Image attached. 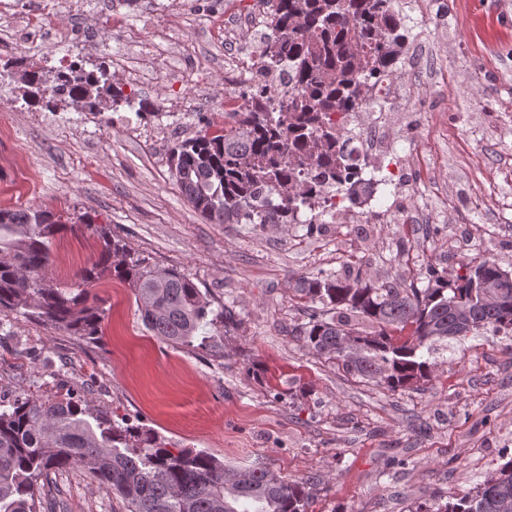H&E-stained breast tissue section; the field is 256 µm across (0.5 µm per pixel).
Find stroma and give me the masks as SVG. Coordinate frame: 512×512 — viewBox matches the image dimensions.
I'll use <instances>...</instances> for the list:
<instances>
[{"mask_svg":"<svg viewBox=\"0 0 512 512\" xmlns=\"http://www.w3.org/2000/svg\"><path fill=\"white\" fill-rule=\"evenodd\" d=\"M224 2L0 0L1 60L49 57L50 82L60 57L102 64L155 111L141 124L125 107L81 112L67 100L29 112L19 82L0 80V206L65 223L52 241V283L69 287L98 260L96 235L76 228L89 215L236 314L206 353L152 335L132 288L107 276L88 287L105 311L94 341L2 310L0 399L70 393L169 447L312 479L308 512H412L472 489L512 454V336L450 341L432 380L391 393L303 347L292 331L307 311L292 285L352 259L373 279L420 285L427 265L456 271L487 249L512 271V0H427L416 40L449 75L400 70L413 99L392 143L422 146L435 177L406 169L395 202L421 223L383 219L359 235L346 224H210L182 196L168 151L221 120L217 107L235 89ZM59 485L66 512L119 510L80 469Z\"/></svg>","mask_w":512,"mask_h":512,"instance_id":"35a3bbf8","label":"stroma"}]
</instances>
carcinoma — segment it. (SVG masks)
<instances>
[{
	"label": "carcinoma",
	"instance_id": "obj_1",
	"mask_svg": "<svg viewBox=\"0 0 512 512\" xmlns=\"http://www.w3.org/2000/svg\"><path fill=\"white\" fill-rule=\"evenodd\" d=\"M266 26L271 40L263 66L288 69V86L272 93L252 82L229 124L204 130L169 150L172 176L192 208L213 224H309L326 215L313 189L326 188L352 203L369 184L358 178L357 157L343 144L344 132L325 122L335 108L362 99L368 76L400 59L420 26L394 0H277ZM413 26H408V23ZM21 99L52 111L66 99L100 112L122 104L137 120L152 115L148 97H128L106 71L76 64L57 72V84L42 88V70L26 69ZM310 211L312 216L301 219ZM63 227L37 208L0 209V309L17 311L51 326L95 340L104 315L87 305V286L105 273L134 290L141 321L167 343L206 349L214 337L205 327L224 323V311L174 266L135 256L96 227L104 246L98 261L76 275L70 287L48 279L50 248ZM494 257L483 256L453 277L431 266L427 284L402 288L362 272L302 275L295 299L321 303L330 317L311 310L295 327L310 352L336 360L348 373L395 392L429 381L437 343L488 329L512 335V277L497 276ZM493 280L489 298L482 287ZM377 330L361 334L352 320ZM80 468L112 491L124 512H308L309 480L285 479L262 463L234 468L203 451L167 447L152 429L95 415L85 400L20 397L0 403V512H64L46 494L52 476ZM412 512H512V457L471 490L451 493L432 510Z\"/></svg>",
	"mask_w": 512,
	"mask_h": 512
}]
</instances>
